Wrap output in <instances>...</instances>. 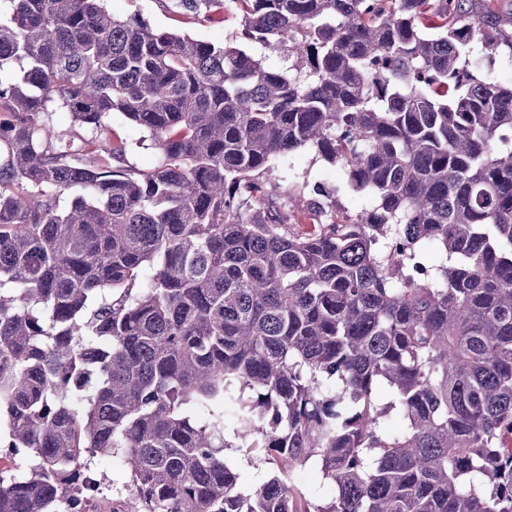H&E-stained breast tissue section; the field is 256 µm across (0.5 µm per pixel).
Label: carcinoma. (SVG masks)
<instances>
[{"label":"carcinoma","instance_id":"obj_1","mask_svg":"<svg viewBox=\"0 0 512 512\" xmlns=\"http://www.w3.org/2000/svg\"><path fill=\"white\" fill-rule=\"evenodd\" d=\"M233 2L297 68L107 0H0V448L30 459L0 512H80L119 450L136 512H512V84L478 64L512 22ZM116 114L152 170L99 144ZM299 149L370 208L290 182Z\"/></svg>","mask_w":512,"mask_h":512}]
</instances>
